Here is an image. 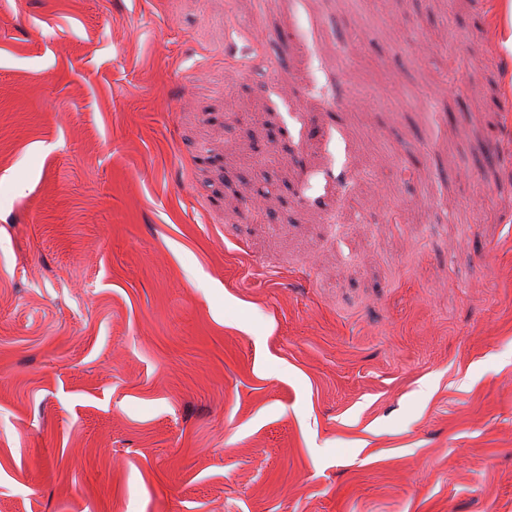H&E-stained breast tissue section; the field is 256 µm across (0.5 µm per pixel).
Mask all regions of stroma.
Here are the masks:
<instances>
[{"instance_id":"35a3bbf8","label":"stroma","mask_w":512,"mask_h":512,"mask_svg":"<svg viewBox=\"0 0 512 512\" xmlns=\"http://www.w3.org/2000/svg\"><path fill=\"white\" fill-rule=\"evenodd\" d=\"M311 9L0 0V512H512V0Z\"/></svg>"}]
</instances>
